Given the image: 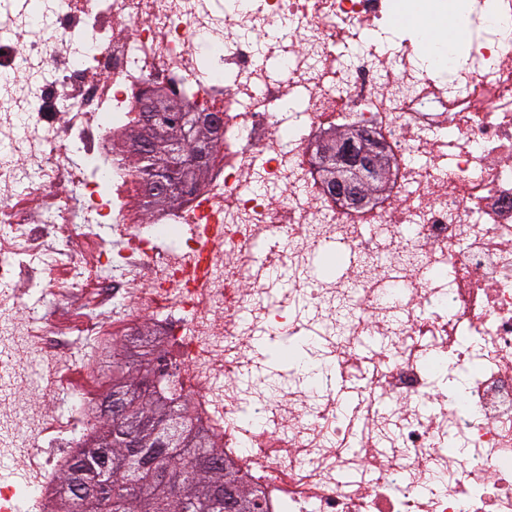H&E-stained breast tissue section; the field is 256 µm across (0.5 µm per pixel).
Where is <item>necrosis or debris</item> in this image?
<instances>
[{
    "mask_svg": "<svg viewBox=\"0 0 512 512\" xmlns=\"http://www.w3.org/2000/svg\"><path fill=\"white\" fill-rule=\"evenodd\" d=\"M461 4L473 35L442 79L388 0H42L36 18L0 0V455L41 456L42 363L67 383L72 353L147 318L164 381L269 512H512V0ZM150 81L224 118L175 211H144L132 149L102 151L140 126ZM349 124L396 168L359 218L312 171L315 137ZM332 242L337 280L312 267ZM277 336L309 340L302 359L327 371L377 339L353 374L377 389L364 430L305 372L264 390L258 347ZM100 385L86 371L60 400L59 454L35 480L0 478V512H46L101 425ZM429 470L448 480L425 495Z\"/></svg>",
    "mask_w": 512,
    "mask_h": 512,
    "instance_id": "necrosis-or-debris-1",
    "label": "necrosis or debris"
}]
</instances>
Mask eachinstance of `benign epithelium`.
<instances>
[{"instance_id":"obj_1","label":"benign epithelium","mask_w":512,"mask_h":512,"mask_svg":"<svg viewBox=\"0 0 512 512\" xmlns=\"http://www.w3.org/2000/svg\"><path fill=\"white\" fill-rule=\"evenodd\" d=\"M142 105L143 125L137 152L141 163L150 171L152 197L166 204L182 202L199 188L195 172L209 166L207 148L198 147L190 152L186 144L199 128L206 129L212 140H221L223 119L215 113L198 112L173 91L153 84L145 87ZM160 155L165 158V164L156 168L153 162ZM317 155L316 168L327 194L350 209L368 207L371 204L368 188L382 183L391 174L387 142L366 130L358 129L346 137L327 133L318 145ZM150 386L149 375L142 378L136 389L125 387L123 377L116 375L112 390L101 404V412L107 418L115 417L126 423L124 447L133 449L129 462L135 472L143 467L140 452L145 447L144 431L150 432L155 448L182 447L181 420L176 415L160 423L136 414L137 396ZM103 446L112 447V439H107L104 445L97 442L84 449L96 458L98 468L77 471L71 480L72 490L84 500L102 496L106 488L104 478L109 458L101 450Z\"/></svg>"}]
</instances>
